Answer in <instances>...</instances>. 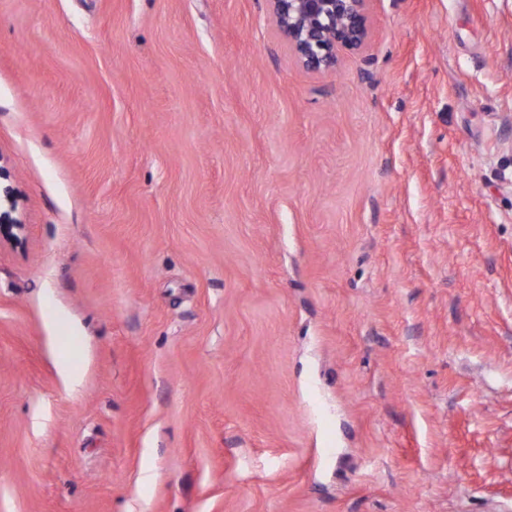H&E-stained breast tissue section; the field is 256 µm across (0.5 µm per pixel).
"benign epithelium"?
<instances>
[{"label": "benign epithelium", "mask_w": 512, "mask_h": 512, "mask_svg": "<svg viewBox=\"0 0 512 512\" xmlns=\"http://www.w3.org/2000/svg\"><path fill=\"white\" fill-rule=\"evenodd\" d=\"M276 23L304 68L328 72L337 51L360 48L368 35L367 0H270ZM25 225L0 213V239L22 243Z\"/></svg>", "instance_id": "7a95c632"}]
</instances>
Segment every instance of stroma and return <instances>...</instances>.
<instances>
[{
    "mask_svg": "<svg viewBox=\"0 0 512 512\" xmlns=\"http://www.w3.org/2000/svg\"><path fill=\"white\" fill-rule=\"evenodd\" d=\"M367 14L0 0V512H512V0ZM276 23L304 68L336 67L339 49L360 48L368 35L367 0H270Z\"/></svg>",
    "mask_w": 512,
    "mask_h": 512,
    "instance_id": "obj_1",
    "label": "stroma"
}]
</instances>
